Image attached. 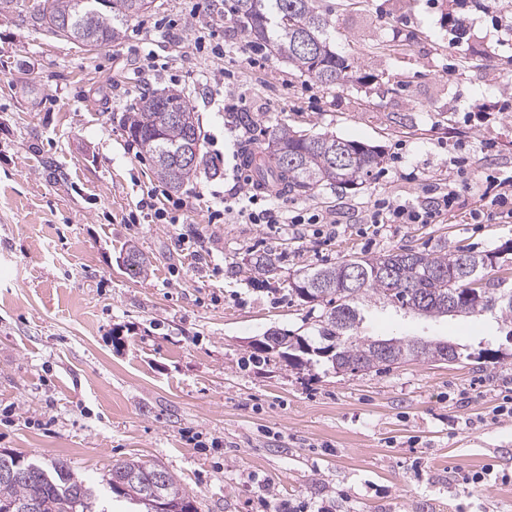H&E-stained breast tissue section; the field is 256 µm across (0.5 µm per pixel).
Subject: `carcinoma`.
<instances>
[{"label": "carcinoma", "mask_w": 512, "mask_h": 512, "mask_svg": "<svg viewBox=\"0 0 512 512\" xmlns=\"http://www.w3.org/2000/svg\"><path fill=\"white\" fill-rule=\"evenodd\" d=\"M243 30L279 62L300 76L332 90L352 78V65L336 55L329 42L331 18L319 0H234ZM159 8L157 0H50L40 13V24L52 35L91 51L118 40L124 25L142 13ZM306 36L314 50L298 47ZM128 135L153 163L158 178L177 190L197 171L200 129L193 108L180 94L152 92L140 98L125 120ZM193 144L191 164L173 175V159ZM375 147L333 135L296 134L283 125L250 155L257 186L285 189L307 196L322 186L361 185L385 163ZM495 256L467 248L433 250L399 248L377 257L350 255L336 264L298 271L291 283L300 299L323 307L318 319V341L294 335L295 348L282 360L293 369L328 366L336 373L355 374L413 360H444L443 342L415 336L389 339L387 354L374 349L375 341L356 335L359 325L380 305H389L422 318L499 314L512 325V289L491 277ZM127 269L145 275L148 265L131 246ZM356 271L357 288L343 287V272ZM253 273L267 279L277 274L276 259L266 253L251 264ZM37 471L24 478L0 475V512H96L102 491L79 478L61 460L35 462ZM157 467L140 460L112 466L106 488L118 497L138 503L151 498L178 501L179 512H196L193 501L167 470L153 479Z\"/></svg>", "instance_id": "1"}]
</instances>
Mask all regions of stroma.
Listing matches in <instances>:
<instances>
[{
    "label": "stroma",
    "instance_id": "obj_1",
    "mask_svg": "<svg viewBox=\"0 0 512 512\" xmlns=\"http://www.w3.org/2000/svg\"><path fill=\"white\" fill-rule=\"evenodd\" d=\"M44 2L0 11V451L61 458L95 482L125 460L157 463L198 512H512V416L493 414L512 398V343L495 316L377 314L359 335L449 341L461 357L366 374L298 372L251 347L270 330L314 335L318 311L289 278L354 253L463 246L496 254L512 288V217L470 216L484 174L512 173V111L464 118L512 97V36L492 27L487 0H322L353 82L326 90L271 57L237 69L250 132L217 108L224 87L206 74L220 59L193 47V28L232 0H199L195 18L161 0L91 52L36 23ZM451 8L467 27L458 44ZM150 51L224 153L163 221L140 200L167 187L128 153L121 122L146 89L132 59ZM283 125L380 147L386 161L357 188L274 199L331 224L209 223L196 194L252 189L232 153ZM455 156L469 158L464 174ZM452 181L459 204L443 223L368 221L377 202L419 204ZM132 245L147 275L127 270ZM267 251L281 269L260 283L250 261ZM484 348L505 357L477 362Z\"/></svg>",
    "mask_w": 512,
    "mask_h": 512
}]
</instances>
